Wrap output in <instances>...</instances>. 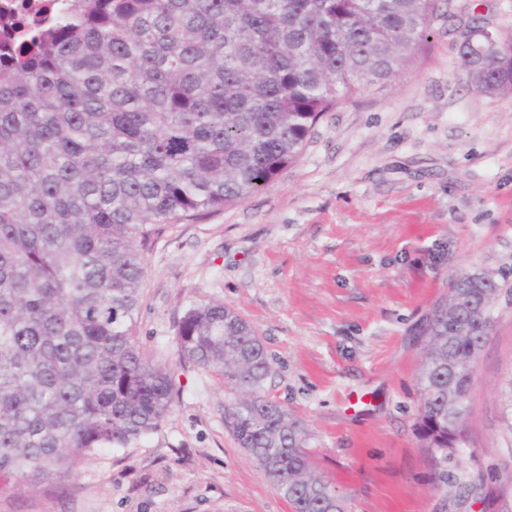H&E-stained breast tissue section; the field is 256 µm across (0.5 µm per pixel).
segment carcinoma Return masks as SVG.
I'll use <instances>...</instances> for the list:
<instances>
[{"label": "carcinoma", "instance_id": "1", "mask_svg": "<svg viewBox=\"0 0 512 512\" xmlns=\"http://www.w3.org/2000/svg\"><path fill=\"white\" fill-rule=\"evenodd\" d=\"M435 0H74L0 56V474L33 486L168 417L174 384L135 340L145 252L168 224L246 201L341 97L398 74ZM469 85L512 95V37L458 30ZM435 304L414 422L433 471L464 417L502 285L461 270ZM179 361L238 396L224 423L292 512H347L301 423L266 392L253 326L220 301L176 326Z\"/></svg>", "mask_w": 512, "mask_h": 512}]
</instances>
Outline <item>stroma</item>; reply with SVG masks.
I'll list each match as a JSON object with an SVG mask.
<instances>
[{
	"label": "stroma",
	"instance_id": "obj_1",
	"mask_svg": "<svg viewBox=\"0 0 512 512\" xmlns=\"http://www.w3.org/2000/svg\"><path fill=\"white\" fill-rule=\"evenodd\" d=\"M512 35V0H440L410 68L342 97L298 162L242 204L170 224L146 252L137 339L169 369L172 411L37 488L0 481V512H291L224 425L234 393L179 363L175 326L223 301L274 361L267 392L306 428L312 469L350 512H481L484 478L512 512V95L468 87L457 28ZM459 269L506 276L475 363L469 442L430 484L414 431L421 331Z\"/></svg>",
	"mask_w": 512,
	"mask_h": 512
}]
</instances>
